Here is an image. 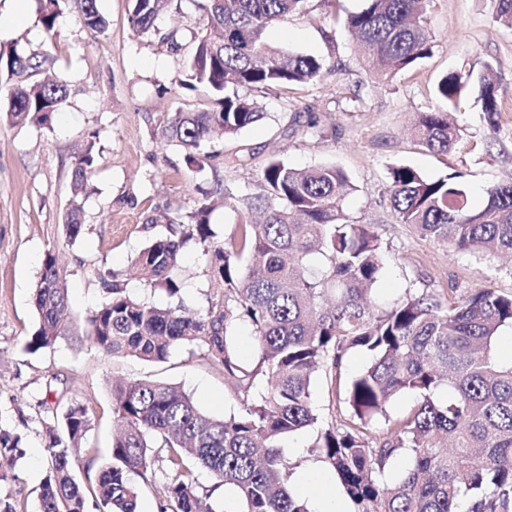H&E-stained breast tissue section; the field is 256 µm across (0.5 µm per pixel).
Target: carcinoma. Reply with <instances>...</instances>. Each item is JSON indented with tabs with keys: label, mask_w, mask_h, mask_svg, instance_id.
Returning a JSON list of instances; mask_svg holds the SVG:
<instances>
[{
	"label": "carcinoma",
	"mask_w": 512,
	"mask_h": 512,
	"mask_svg": "<svg viewBox=\"0 0 512 512\" xmlns=\"http://www.w3.org/2000/svg\"><path fill=\"white\" fill-rule=\"evenodd\" d=\"M77 4L80 22L95 33L106 21L97 0H43L40 21L56 35L58 18ZM137 34L155 30L161 14L180 0H130ZM208 20L194 33V51L179 85L202 87L219 105L203 112H172L163 137L181 146L190 170L201 171L214 154L205 144L217 132L233 139L264 117L258 103L238 88L271 90L318 80L324 61L271 47L266 30L307 0H194ZM430 0H366L345 19L375 76L393 75L429 55ZM50 54L0 53V70H38ZM471 88L488 124L496 126L499 93L491 68L475 76L449 73L434 91L436 106L419 115L416 140L448 151L458 138L448 114ZM67 98L61 79L35 80L11 90L0 119L12 124L51 122ZM94 156L87 148L74 162V199L65 231L74 242L84 233L79 195L86 191ZM391 201L400 224L454 252L489 258L512 254V182L487 189L473 210L458 176L430 180L416 169H389ZM351 188L334 165L298 169L272 158L258 191L236 195L244 221L229 241L216 238L205 196L183 222L154 239L134 261L140 280L163 289L172 304L159 306L127 293L120 275L101 276L102 300L86 317L87 336L106 355H131L161 363L186 347L221 368L239 409L222 418L204 414L183 390L152 380L112 382L118 432L112 456L97 476L94 495L102 512H137L139 488L131 475L162 477L157 512H217L211 494L198 491V472L213 488L236 491L243 512H308L287 484L285 436L316 428L312 386L322 380L336 412L317 428L312 444L336 476L352 512H512V359L497 352L501 331L512 328V294L489 288L444 295L411 288L389 306L374 301L384 268L381 239L369 225L351 220L341 201ZM207 258V305L184 303L174 277L189 240ZM37 326L30 352L50 349L65 335L69 309L64 271L52 251L41 263L33 292ZM251 326L258 360L250 368L236 353L240 324ZM371 364L341 382L354 349ZM409 393L417 404L392 416L391 401ZM92 425L76 399L48 408L41 434L49 452L40 486V512H87L85 491L72 475V460ZM22 438L0 428V459L13 462ZM164 449L157 456L155 449ZM402 476L387 474L399 460Z\"/></svg>",
	"instance_id": "obj_1"
}]
</instances>
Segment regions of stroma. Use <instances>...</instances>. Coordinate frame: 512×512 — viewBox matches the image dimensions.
<instances>
[{
  "instance_id": "1",
  "label": "stroma",
  "mask_w": 512,
  "mask_h": 512,
  "mask_svg": "<svg viewBox=\"0 0 512 512\" xmlns=\"http://www.w3.org/2000/svg\"><path fill=\"white\" fill-rule=\"evenodd\" d=\"M16 0H0V52H51L46 74L68 85V96L50 124L0 122V425L24 436V455L0 466V493L18 512H39V487L48 452L39 435L44 417L38 398L48 376L54 387L80 400L92 414L85 451L74 463L84 488L94 485L111 455L112 382L153 378L182 388L198 407L216 417L237 410L221 370L187 349L164 363L98 351L87 336L85 317L101 300L97 271L127 275V291L138 299L167 304L164 291L130 277L135 256L164 234L160 214L192 212L201 190L216 184L234 193H253L270 157L292 167L331 164L348 175L353 188L342 205L350 218L371 225L381 237L385 269L376 285L380 301L393 303L411 288H491L512 294V263L451 253L397 223L388 192V170L409 165L430 179L461 175L473 207L487 188L512 181V29L495 20V0H431L427 25L432 51L414 68L389 79L369 76L344 26L364 0H307L299 12L272 26L268 43L281 51L322 58L325 72L304 85L257 93L265 116L232 140H214L213 166L189 172L181 147L161 134L167 114L212 109L203 91L179 89L175 80L190 56L191 28L207 18L192 0L161 16L152 34L138 36L128 0H97L108 28L98 34L78 20L76 8L60 16L56 41L39 20L38 0H25L15 21ZM178 32L179 49L166 41ZM491 67L501 104L497 128H490L474 97H465L455 119L459 136L451 150L437 153L417 144L411 126L435 106L433 90L453 71ZM93 146L92 191L84 202L85 231L69 242L63 226L71 200L72 169L78 152ZM253 154L251 165L235 160ZM56 250L67 270L73 323L54 349L28 352L35 330L32 294L47 250ZM186 304L205 306L209 292L205 261L195 241L180 258ZM313 430L283 439L290 450L289 484L304 480L299 496L308 508L340 497L338 483L320 458L311 456Z\"/></svg>"
}]
</instances>
